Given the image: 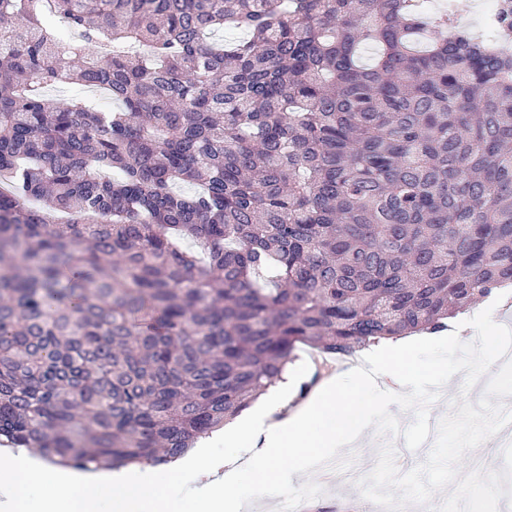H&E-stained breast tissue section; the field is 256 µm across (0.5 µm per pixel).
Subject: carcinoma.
<instances>
[{"instance_id": "cac0c4a2", "label": "carcinoma", "mask_w": 512, "mask_h": 512, "mask_svg": "<svg viewBox=\"0 0 512 512\" xmlns=\"http://www.w3.org/2000/svg\"><path fill=\"white\" fill-rule=\"evenodd\" d=\"M42 2L0 0V439L158 465L512 285V52L421 0ZM85 89L74 85H60L47 89V94L57 102H68L78 97L93 111L112 112L118 109V104L112 102L107 96L89 98L85 95Z\"/></svg>"}]
</instances>
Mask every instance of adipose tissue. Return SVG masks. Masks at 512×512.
Returning <instances> with one entry per match:
<instances>
[{
  "instance_id": "obj_1",
  "label": "adipose tissue",
  "mask_w": 512,
  "mask_h": 512,
  "mask_svg": "<svg viewBox=\"0 0 512 512\" xmlns=\"http://www.w3.org/2000/svg\"><path fill=\"white\" fill-rule=\"evenodd\" d=\"M439 336L383 341L366 349L368 371L348 369L288 409L297 370L224 437L228 448L254 449L244 473L226 476L217 452L164 469L130 466L106 474L42 466L37 457L0 448V512H241L247 494L303 476L343 440L363 435L368 412L387 410L414 388L453 386L455 369L427 362Z\"/></svg>"
}]
</instances>
